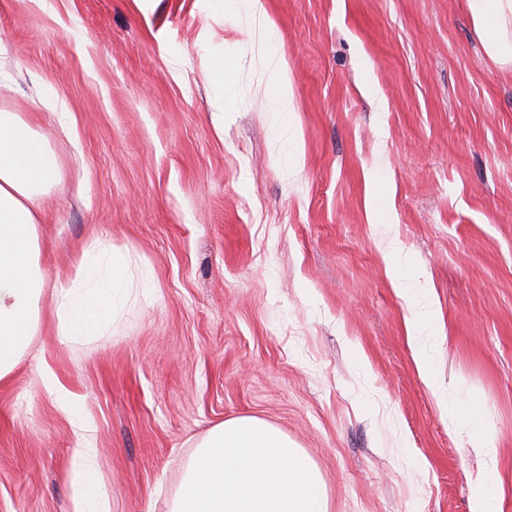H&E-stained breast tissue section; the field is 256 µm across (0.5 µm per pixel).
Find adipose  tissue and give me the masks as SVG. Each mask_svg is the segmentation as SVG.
I'll list each match as a JSON object with an SVG mask.
<instances>
[{
	"instance_id": "obj_1",
	"label": "adipose tissue",
	"mask_w": 512,
	"mask_h": 512,
	"mask_svg": "<svg viewBox=\"0 0 512 512\" xmlns=\"http://www.w3.org/2000/svg\"><path fill=\"white\" fill-rule=\"evenodd\" d=\"M466 7L489 55L512 65V0H466ZM58 180L57 161L42 137L19 113L0 112V385L11 381L38 334L43 298L54 306L57 335L72 343L101 331L145 282L130 253L95 241L83 250L73 279L47 284L39 263L40 224L43 199ZM41 383L80 441L73 455V512H109L83 413L52 372L43 373Z\"/></svg>"
}]
</instances>
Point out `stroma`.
<instances>
[{
    "instance_id": "35a3bbf8",
    "label": "stroma",
    "mask_w": 512,
    "mask_h": 512,
    "mask_svg": "<svg viewBox=\"0 0 512 512\" xmlns=\"http://www.w3.org/2000/svg\"><path fill=\"white\" fill-rule=\"evenodd\" d=\"M263 3L269 33L243 0H0V111L61 170L47 282L98 238L152 281L77 344L42 302L0 387V512H72L77 439L46 369L92 429L109 512H167L197 441L241 416L304 452L329 512H469L480 474L512 512V66L465 0ZM413 312L453 418L414 360ZM473 414L495 458L472 448ZM269 64L273 73L274 84L272 86V96L280 112H292L290 109L293 96L292 86L289 75L282 62L275 56H271Z\"/></svg>"
}]
</instances>
